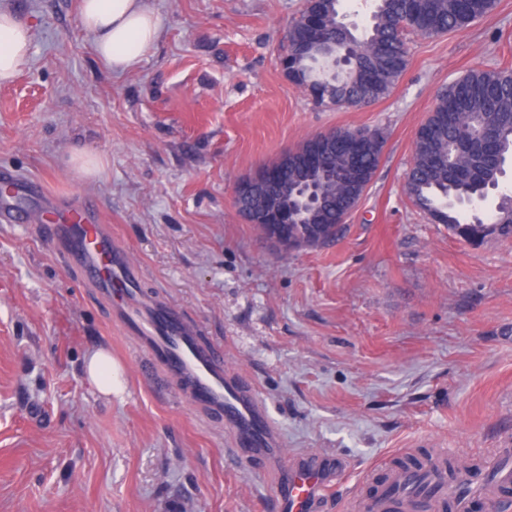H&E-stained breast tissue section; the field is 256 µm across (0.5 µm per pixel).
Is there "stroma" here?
Returning a JSON list of instances; mask_svg holds the SVG:
<instances>
[{
  "label": "stroma",
  "instance_id": "35a3bbf8",
  "mask_svg": "<svg viewBox=\"0 0 512 512\" xmlns=\"http://www.w3.org/2000/svg\"><path fill=\"white\" fill-rule=\"evenodd\" d=\"M81 0H0L31 29L0 84V166L95 206L144 272L257 387L282 453L347 473L333 512L408 451L449 462L512 438V240L474 247L405 191L418 127L448 83L512 67V0L467 28L405 34L383 99L322 107L278 59L303 0H147L162 29L133 71L96 57ZM377 128L373 180L334 243L279 252L238 182L334 129ZM105 167L81 178L74 148ZM112 355V394L82 373ZM275 470L238 457L41 237L0 224V512H274Z\"/></svg>",
  "mask_w": 512,
  "mask_h": 512
}]
</instances>
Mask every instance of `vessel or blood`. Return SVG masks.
<instances>
[{
    "label": "vessel or blood",
    "mask_w": 512,
    "mask_h": 512,
    "mask_svg": "<svg viewBox=\"0 0 512 512\" xmlns=\"http://www.w3.org/2000/svg\"><path fill=\"white\" fill-rule=\"evenodd\" d=\"M0 183L10 192L0 195V223L40 221L43 234L82 280L109 304L136 346L145 351L170 378L177 381L186 401L203 412L223 417L232 445L262 467L280 462L275 507L277 512H321L335 475L330 460L304 454L283 458L281 443L255 390L230 375L222 348L201 339L199 324L179 308L145 295L142 273L125 247L112 237L93 209L49 194L38 182L21 180L0 170ZM492 481H471L458 494L455 512H469L473 498L495 503L503 486L512 485V452L499 449L483 461ZM448 494V463L435 459L421 471L391 476L376 496L358 500L360 512H422Z\"/></svg>",
    "instance_id": "obj_1"
}]
</instances>
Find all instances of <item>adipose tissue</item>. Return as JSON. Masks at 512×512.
I'll return each mask as SVG.
<instances>
[{
	"mask_svg": "<svg viewBox=\"0 0 512 512\" xmlns=\"http://www.w3.org/2000/svg\"><path fill=\"white\" fill-rule=\"evenodd\" d=\"M80 21L96 55L113 73L135 69L159 37L161 20L145 0H82ZM30 29L0 11V83L10 81L25 60Z\"/></svg>",
	"mask_w": 512,
	"mask_h": 512,
	"instance_id": "obj_1",
	"label": "adipose tissue"
}]
</instances>
